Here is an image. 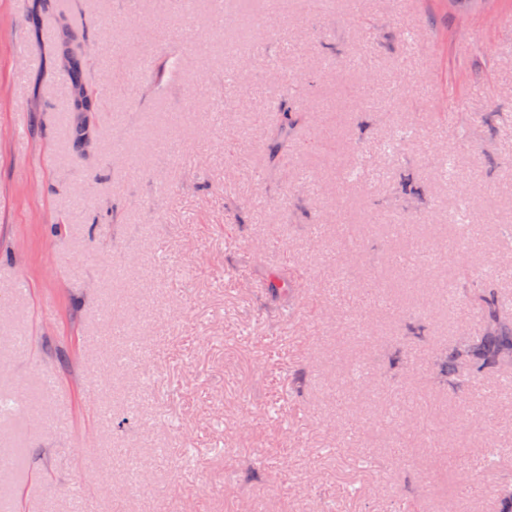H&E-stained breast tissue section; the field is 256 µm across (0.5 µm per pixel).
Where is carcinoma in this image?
Instances as JSON below:
<instances>
[{"label": "carcinoma", "mask_w": 512, "mask_h": 512, "mask_svg": "<svg viewBox=\"0 0 512 512\" xmlns=\"http://www.w3.org/2000/svg\"><path fill=\"white\" fill-rule=\"evenodd\" d=\"M86 37L83 29L65 22L57 38L55 56L68 84L67 111L73 115L71 141L81 150L89 142L87 122L93 115L84 96L97 97L89 87L85 72L87 59L82 54L81 42ZM300 113L290 108L278 109L276 126L277 148L288 143V130L295 127ZM468 305L481 317L483 333L451 344L438 360V372L444 379L454 382L457 377L482 378L491 372L512 373V310L502 304L492 283V276L479 274L472 288L465 294Z\"/></svg>", "instance_id": "1"}]
</instances>
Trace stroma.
<instances>
[{
    "mask_svg": "<svg viewBox=\"0 0 512 512\" xmlns=\"http://www.w3.org/2000/svg\"><path fill=\"white\" fill-rule=\"evenodd\" d=\"M34 4L0 0V512H501L512 389L436 359L483 329L462 273L512 298V8ZM64 19L96 45L82 154ZM278 119L276 126L277 150H282L288 143V129L295 127L300 119V113L294 112L290 108L278 109Z\"/></svg>",
    "mask_w": 512,
    "mask_h": 512,
    "instance_id": "obj_1",
    "label": "stroma"
}]
</instances>
